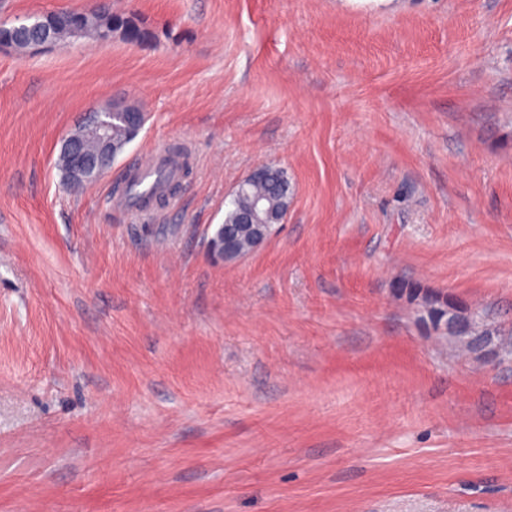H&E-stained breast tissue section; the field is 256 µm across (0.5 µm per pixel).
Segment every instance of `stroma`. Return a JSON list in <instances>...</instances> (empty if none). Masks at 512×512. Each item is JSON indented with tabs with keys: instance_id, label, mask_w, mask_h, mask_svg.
Returning a JSON list of instances; mask_svg holds the SVG:
<instances>
[{
	"instance_id": "1",
	"label": "stroma",
	"mask_w": 512,
	"mask_h": 512,
	"mask_svg": "<svg viewBox=\"0 0 512 512\" xmlns=\"http://www.w3.org/2000/svg\"><path fill=\"white\" fill-rule=\"evenodd\" d=\"M98 0H0V23ZM144 41L0 51V512H512V0H109ZM148 115L74 189L62 138ZM186 145L174 204L114 188ZM284 223L207 238L253 168ZM268 174L262 177H248L243 180V191L235 194L229 201L224 214V234H213L208 240L210 252L226 261L228 250L243 255L251 251L252 232L239 222L240 214L251 208L256 200L265 204L266 210L261 218L268 224H252L256 226L255 247L257 248L271 234L275 222L285 217L292 196V188L288 177L278 167H267ZM446 296L430 294L426 297L427 314L431 323L438 322L450 328L472 329L475 316L466 307L449 302Z\"/></svg>"
}]
</instances>
